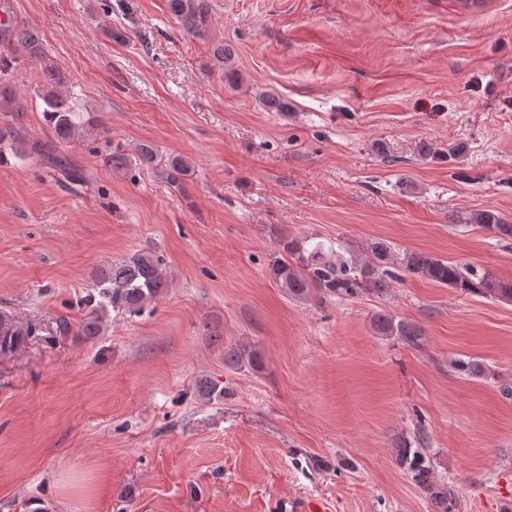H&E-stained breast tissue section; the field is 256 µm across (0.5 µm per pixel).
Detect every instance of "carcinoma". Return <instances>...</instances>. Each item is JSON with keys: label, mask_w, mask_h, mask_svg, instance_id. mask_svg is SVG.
Returning <instances> with one entry per match:
<instances>
[{"label": "carcinoma", "mask_w": 512, "mask_h": 512, "mask_svg": "<svg viewBox=\"0 0 512 512\" xmlns=\"http://www.w3.org/2000/svg\"><path fill=\"white\" fill-rule=\"evenodd\" d=\"M171 12L182 28L193 32L206 23L208 8L205 0H169ZM0 43L7 49L0 52V112H21L15 91L8 85L6 73L20 60L40 65L45 83L39 96L45 104L44 116L51 126L53 140L33 141L27 144V155L45 158L62 169L72 181H79V173L72 167L60 149L74 138L78 125L74 109L62 93L66 76L46 61L43 44L38 34L11 22L0 24ZM470 222L500 240H512V224L489 212H478ZM287 261L276 257L271 273L281 288L294 298H305L317 290L338 298H355L364 292L384 295L390 288L394 269L425 277L435 283L450 286L462 294H482L500 301H512V281L495 277L487 271L467 265L451 263L429 254L399 251L391 243L376 240L368 247L365 260L340 262L317 243L306 250L299 241L281 242ZM167 285L166 271L152 253L139 251L99 269L94 277V289L89 294L87 316L80 323L86 336H97L109 316V310L135 314L156 301ZM375 327L383 336H395L401 342L419 346L420 332L415 327L388 316L376 319ZM228 365L257 368L261 357L250 344L241 343L224 353ZM397 464L423 490L437 512H455L457 502L452 489L439 480L432 462L421 448L401 442L394 450Z\"/></svg>", "instance_id": "1"}]
</instances>
